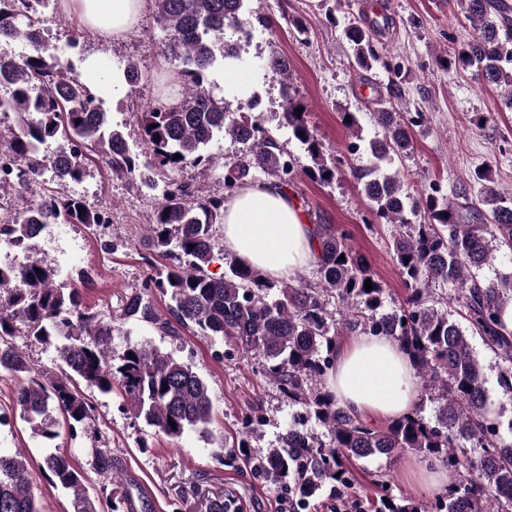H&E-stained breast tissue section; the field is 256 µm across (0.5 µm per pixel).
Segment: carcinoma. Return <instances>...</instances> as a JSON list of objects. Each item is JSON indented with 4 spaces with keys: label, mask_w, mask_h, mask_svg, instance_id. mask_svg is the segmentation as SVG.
<instances>
[{
    "label": "carcinoma",
    "mask_w": 512,
    "mask_h": 512,
    "mask_svg": "<svg viewBox=\"0 0 512 512\" xmlns=\"http://www.w3.org/2000/svg\"><path fill=\"white\" fill-rule=\"evenodd\" d=\"M21 2L0 0V51L19 39L33 47L10 61L0 55V85L10 88V96L0 98V110L20 117L5 145L20 164L16 182L28 186L46 169L77 181L88 150L99 154L112 175L161 187L148 246L170 261V270L149 277L145 287L168 297V317L159 318L138 296L124 303L122 315L164 334L195 326L263 356L259 373L301 411L275 445L252 454L251 471L277 482L291 479L292 512H301L326 484L344 497L352 461L412 452L430 466L440 464L452 478L448 496L436 503L437 512H512V438L503 435L505 430L512 434V416L505 421L503 412L490 409L485 375L471 344V338L479 337L498 359L501 407L512 406V271L493 279L484 276L495 254L512 257V200L488 184L473 197L461 183L451 200L434 185L419 195L409 193L394 164L412 150L410 127L423 114L404 120L382 101L375 112L381 132L366 146L370 164L354 169L353 176L377 221L399 229L392 252L407 290L403 303L382 311L383 288L349 246L347 234L332 224L318 225L316 288L301 281L279 285L236 261L228 273L215 277L207 267L214 259L213 226L221 223L224 198L192 199L187 190L171 182L161 185L156 177L210 161L204 151L222 133L248 145L224 177L227 190L263 177L288 187L294 172L291 155L260 121L228 115L208 82L217 63L240 60L224 41V28L243 24L244 0H154L155 20L167 32L164 52L181 65L184 92L175 104L158 103L141 113V152L112 127L102 102L72 74L71 63L42 41L41 17L55 0H31L28 8ZM464 8L476 36L441 60V67H474L484 83L511 87L512 5L464 0ZM344 38L358 67L379 63L399 74V65L381 60L368 30L350 23ZM297 108L284 96L279 123L305 146L312 161L305 173L327 183L335 169L324 161L322 144L306 113H296ZM59 133L74 140L77 150L52 160L39 155V145ZM81 205L47 190L39 205L3 221L0 235L20 246L47 224L101 223L96 211L78 212ZM422 211L428 214L424 224L414 221ZM53 276L51 268L36 262L0 266V370L21 376L14 411L0 414V425L17 417L53 439L58 435L54 415L59 414L70 434H76L93 411L77 388L82 382L102 394L121 390L135 417L171 439L187 430L210 433L209 387L192 366L146 341L127 343L120 362L112 363L116 320L84 308L77 290L53 287ZM368 279L369 291L364 287ZM436 281L448 286L441 307L431 298L430 284ZM330 298L336 302L334 314L327 308ZM19 324L27 336L56 343L59 372L41 373L29 366L9 341ZM346 333L398 341L439 404L435 420L414 411L376 429L338 406L320 384L335 359L338 338ZM311 421L326 429L329 441L308 427ZM470 447L477 452H468ZM114 463L108 449L94 450L95 470L110 472ZM40 469L72 495L73 512H98L86 489L87 472L73 459L49 453ZM234 507V500L218 492L205 498L204 512H232ZM0 512H41L27 458L20 453L0 454Z\"/></svg>",
    "instance_id": "carcinoma-1"
}]
</instances>
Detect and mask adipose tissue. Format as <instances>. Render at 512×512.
I'll use <instances>...</instances> for the list:
<instances>
[{
    "label": "adipose tissue",
    "mask_w": 512,
    "mask_h": 512,
    "mask_svg": "<svg viewBox=\"0 0 512 512\" xmlns=\"http://www.w3.org/2000/svg\"><path fill=\"white\" fill-rule=\"evenodd\" d=\"M61 5L100 37L118 39L138 24L146 0H61ZM222 231L227 254L272 280L318 261L315 225L297 198L272 180L226 193ZM326 388L365 420L409 415L418 395L411 358L388 336H359L341 345Z\"/></svg>",
    "instance_id": "1"
}]
</instances>
